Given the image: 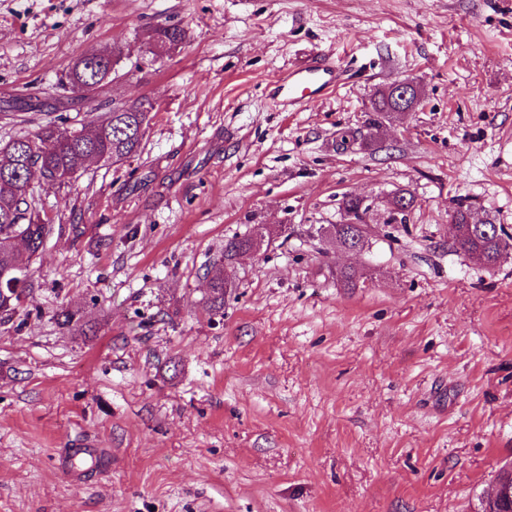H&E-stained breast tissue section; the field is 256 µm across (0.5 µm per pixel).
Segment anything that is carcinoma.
<instances>
[{"instance_id": "carcinoma-1", "label": "carcinoma", "mask_w": 512, "mask_h": 512, "mask_svg": "<svg viewBox=\"0 0 512 512\" xmlns=\"http://www.w3.org/2000/svg\"><path fill=\"white\" fill-rule=\"evenodd\" d=\"M186 40V32L176 25H159L153 31V47L173 50ZM85 72L69 69L67 84L75 100H87L100 85L101 77L110 76L117 63L116 51L91 50ZM397 102L390 89L380 90L372 102L373 118L369 125L376 129L394 111ZM151 112L142 102H114L103 119L73 122L60 114L25 136L0 143V320H9L19 310V296L31 298L33 284L29 272L48 238L53 233L52 220L40 217L33 205L29 173L49 183L64 186L80 177L91 161L115 164L137 154L150 126ZM413 197L399 189L386 202L388 222L405 221V209L411 208ZM344 224H335L336 238L344 246H354L362 239L363 216L367 209L359 200L345 195L341 202ZM485 222L476 223L472 206L463 202L453 215L459 234L454 244L463 254L476 258L487 267L497 265L512 251V233L504 225L494 229L496 218L484 215ZM252 244V238L229 240L224 246V262L231 264L239 253ZM364 274L355 268L336 271V280L347 288H355ZM224 274L210 281L207 302L216 310L224 308ZM57 323L70 331L82 332L88 327L80 312L62 307L54 315Z\"/></svg>"}]
</instances>
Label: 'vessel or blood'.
I'll list each match as a JSON object with an SVG mask.
<instances>
[{
  "instance_id": "vessel-or-blood-1",
  "label": "vessel or blood",
  "mask_w": 512,
  "mask_h": 512,
  "mask_svg": "<svg viewBox=\"0 0 512 512\" xmlns=\"http://www.w3.org/2000/svg\"><path fill=\"white\" fill-rule=\"evenodd\" d=\"M339 79V70L329 60L310 61L289 68L287 74L273 85L275 97L290 107L306 99L325 95Z\"/></svg>"
}]
</instances>
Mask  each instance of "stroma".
I'll list each match as a JSON object with an SVG mask.
<instances>
[{
    "instance_id": "35a3bbf8",
    "label": "stroma",
    "mask_w": 512,
    "mask_h": 512,
    "mask_svg": "<svg viewBox=\"0 0 512 512\" xmlns=\"http://www.w3.org/2000/svg\"><path fill=\"white\" fill-rule=\"evenodd\" d=\"M161 24L186 40L153 55ZM115 45L80 113L153 120L128 161L33 182L57 229L36 313L0 322V512H472L512 460V255L485 267L450 224L465 202L512 232V0H0V101L68 111L73 62ZM319 56L333 93L271 99ZM404 78L419 107L367 145ZM398 189L414 203L390 224ZM346 194L375 202L358 254L311 234ZM74 448L109 449L104 469L65 476ZM394 95L399 104V107L407 108L412 111L416 108L418 101L413 100V93L416 89L415 83L410 80L397 82L393 85ZM393 93L388 87L385 90H379L376 93L375 99L372 102L373 118L370 119L369 125L371 129H376L382 124V119L390 116L398 105Z\"/></svg>"
}]
</instances>
